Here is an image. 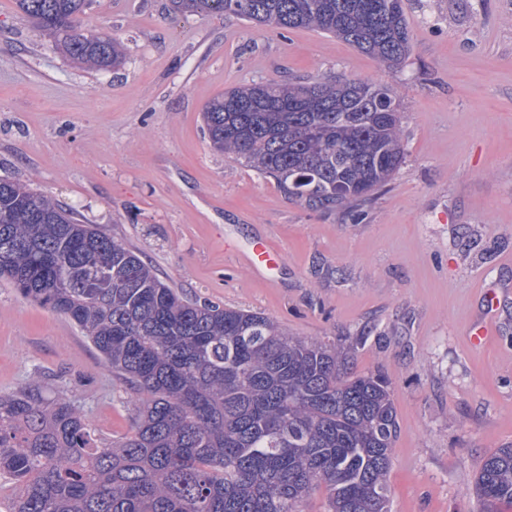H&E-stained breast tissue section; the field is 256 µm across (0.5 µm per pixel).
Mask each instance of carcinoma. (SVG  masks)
<instances>
[{
    "label": "carcinoma",
    "instance_id": "cac0c4a2",
    "mask_svg": "<svg viewBox=\"0 0 512 512\" xmlns=\"http://www.w3.org/2000/svg\"><path fill=\"white\" fill-rule=\"evenodd\" d=\"M90 2L16 5L72 59L114 67L119 43L75 30ZM171 2L331 34L388 69L411 47L403 0ZM400 107L374 82L272 79L224 92L202 118L213 149L357 221L404 162ZM0 278L73 322L137 396L130 431L108 442L64 392L34 380L1 394L4 512H301L318 489L328 512H390L391 380L351 372L341 346L187 299L124 240L10 179H0ZM474 487L488 506L512 504V445L486 456Z\"/></svg>",
    "mask_w": 512,
    "mask_h": 512
}]
</instances>
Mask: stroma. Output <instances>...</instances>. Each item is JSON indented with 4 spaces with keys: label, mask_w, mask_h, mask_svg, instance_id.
<instances>
[{
    "label": "stroma",
    "mask_w": 512,
    "mask_h": 512,
    "mask_svg": "<svg viewBox=\"0 0 512 512\" xmlns=\"http://www.w3.org/2000/svg\"><path fill=\"white\" fill-rule=\"evenodd\" d=\"M412 31L388 71L331 35L272 30L170 0H92L76 21L120 41L109 70L72 62L0 0V177L122 238L190 298L336 342L392 381L391 512H479L486 454L512 444V0H403ZM399 88L405 160L360 222L308 208L214 151L202 112L254 81ZM267 239L276 265L244 256ZM234 250H226L225 241ZM502 296L493 344L469 326ZM39 376L116 438L130 392L78 327L0 280V393Z\"/></svg>",
    "instance_id": "stroma-1"
}]
</instances>
